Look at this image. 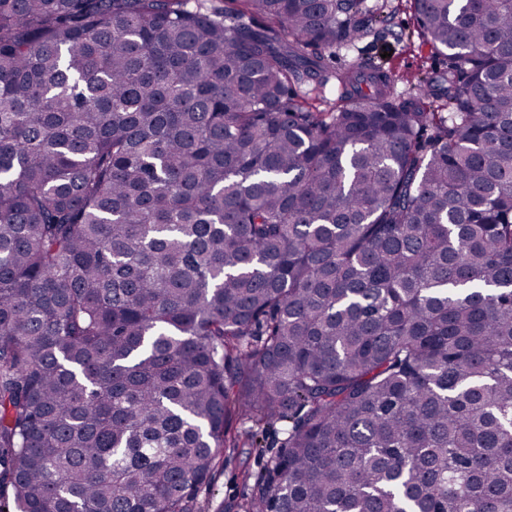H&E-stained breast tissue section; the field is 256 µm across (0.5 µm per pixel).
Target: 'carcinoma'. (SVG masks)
<instances>
[{
    "mask_svg": "<svg viewBox=\"0 0 512 512\" xmlns=\"http://www.w3.org/2000/svg\"><path fill=\"white\" fill-rule=\"evenodd\" d=\"M190 2L0 0V512H512V0ZM368 3L381 4L384 2L386 11H394L393 30L401 34V40L396 36L388 35L383 40L376 36H370L358 43L357 51H345L336 49L334 68L336 72L348 69L358 52L369 53L381 62L386 70L396 76L395 88L398 92L407 90L410 81L424 73L439 69V61L430 49V46L417 36V23L410 4L405 0H367ZM378 1V2H376ZM409 36V38H408ZM392 53L391 57L382 58L381 54ZM409 81V83L407 82ZM340 92L339 83L332 79L321 91L304 89L301 93L307 101V106L313 111L327 112L332 106L339 105ZM268 448H234L224 452V466L197 493L201 512H238L235 506L244 503L252 493V482L243 479V471L257 473L277 453L278 445Z\"/></svg>",
    "mask_w": 512,
    "mask_h": 512,
    "instance_id": "obj_1",
    "label": "carcinoma"
}]
</instances>
